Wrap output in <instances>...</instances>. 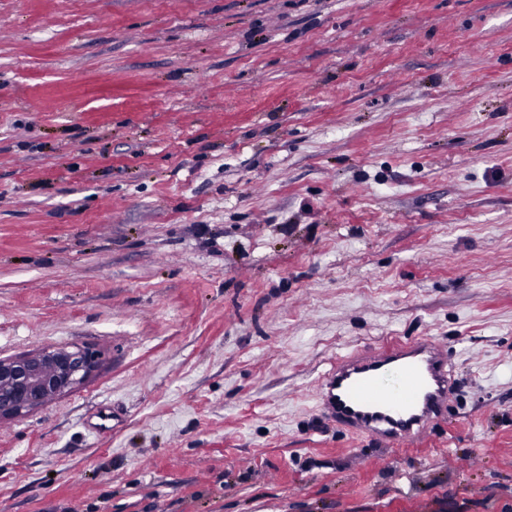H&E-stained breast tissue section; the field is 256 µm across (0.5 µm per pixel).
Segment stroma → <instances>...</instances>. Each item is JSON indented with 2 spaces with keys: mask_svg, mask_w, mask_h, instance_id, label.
<instances>
[{
  "mask_svg": "<svg viewBox=\"0 0 512 512\" xmlns=\"http://www.w3.org/2000/svg\"><path fill=\"white\" fill-rule=\"evenodd\" d=\"M425 335L447 422L320 414ZM48 345L99 365L0 423V512H512V0H0V358ZM456 395L448 345L419 336L336 357L320 379L316 400L342 429L398 446L448 420Z\"/></svg>",
  "mask_w": 512,
  "mask_h": 512,
  "instance_id": "obj_1",
  "label": "stroma"
}]
</instances>
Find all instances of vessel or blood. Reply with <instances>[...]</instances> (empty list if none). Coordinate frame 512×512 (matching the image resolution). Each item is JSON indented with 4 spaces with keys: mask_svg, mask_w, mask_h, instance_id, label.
I'll return each mask as SVG.
<instances>
[{
    "mask_svg": "<svg viewBox=\"0 0 512 512\" xmlns=\"http://www.w3.org/2000/svg\"><path fill=\"white\" fill-rule=\"evenodd\" d=\"M456 395L448 346L421 336L338 356L321 377L316 400L342 429L397 446L447 420Z\"/></svg>",
    "mask_w": 512,
    "mask_h": 512,
    "instance_id": "obj_1",
    "label": "vessel or blood"
}]
</instances>
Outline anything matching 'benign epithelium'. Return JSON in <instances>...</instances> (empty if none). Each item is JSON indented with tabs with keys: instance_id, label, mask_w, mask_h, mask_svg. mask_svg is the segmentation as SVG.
I'll return each mask as SVG.
<instances>
[{
	"instance_id": "1",
	"label": "benign epithelium",
	"mask_w": 512,
	"mask_h": 512,
	"mask_svg": "<svg viewBox=\"0 0 512 512\" xmlns=\"http://www.w3.org/2000/svg\"><path fill=\"white\" fill-rule=\"evenodd\" d=\"M96 368V354L71 345L0 358V422L25 418L82 384Z\"/></svg>"
}]
</instances>
